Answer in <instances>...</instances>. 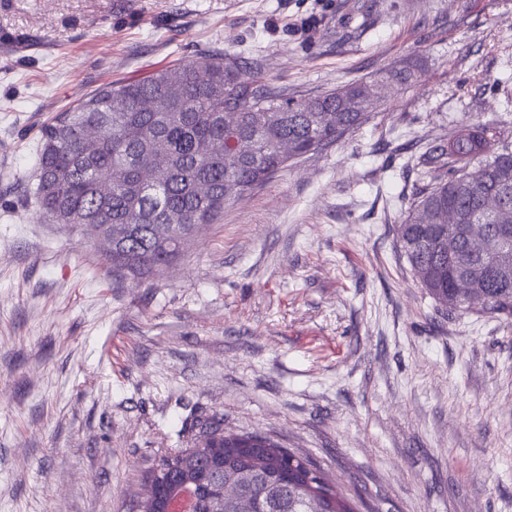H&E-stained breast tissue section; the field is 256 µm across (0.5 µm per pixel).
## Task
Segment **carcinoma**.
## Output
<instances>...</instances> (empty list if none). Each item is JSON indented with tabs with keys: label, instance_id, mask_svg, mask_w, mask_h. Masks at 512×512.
<instances>
[{
	"label": "carcinoma",
	"instance_id": "carcinoma-1",
	"mask_svg": "<svg viewBox=\"0 0 512 512\" xmlns=\"http://www.w3.org/2000/svg\"><path fill=\"white\" fill-rule=\"evenodd\" d=\"M404 61L308 99L282 98L257 79L238 82V58L188 59L146 79L110 84L42 130L32 173L38 211L59 224H93L117 278L150 276L196 229L262 186L292 159L336 144L381 106L378 90L409 85ZM288 144V154L280 145ZM447 176L420 190L399 226L400 249L446 311L512 326V146L494 127L461 128L438 157ZM461 226L448 237V215ZM490 247L471 248L467 225ZM473 273L482 300L456 288ZM206 426L169 458L173 493L198 487L194 512H357L323 469L268 437Z\"/></svg>",
	"mask_w": 512,
	"mask_h": 512
}]
</instances>
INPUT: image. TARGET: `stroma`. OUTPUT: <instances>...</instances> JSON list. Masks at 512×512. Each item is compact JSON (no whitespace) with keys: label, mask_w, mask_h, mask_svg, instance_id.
<instances>
[{"label":"stroma","mask_w":512,"mask_h":512,"mask_svg":"<svg viewBox=\"0 0 512 512\" xmlns=\"http://www.w3.org/2000/svg\"><path fill=\"white\" fill-rule=\"evenodd\" d=\"M309 98L413 57L408 88L113 277L41 216L43 127L200 54ZM512 144V0H0V512H132L200 427L269 436L362 512H512V328L443 313L398 227L463 126Z\"/></svg>","instance_id":"35a3bbf8"}]
</instances>
